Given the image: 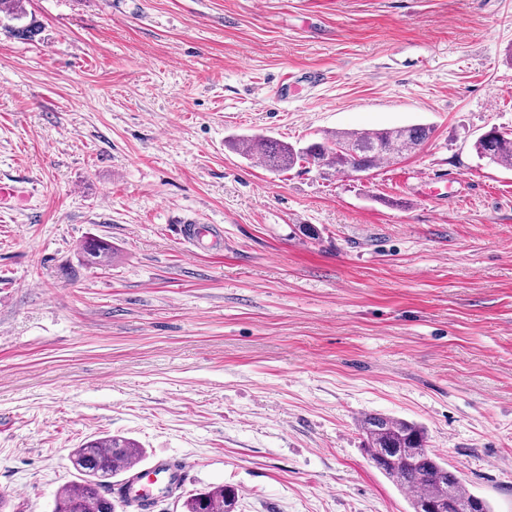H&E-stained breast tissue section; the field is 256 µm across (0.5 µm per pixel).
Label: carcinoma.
<instances>
[{"mask_svg":"<svg viewBox=\"0 0 512 512\" xmlns=\"http://www.w3.org/2000/svg\"><path fill=\"white\" fill-rule=\"evenodd\" d=\"M0 27L11 36L31 40L38 34L27 21L21 0H0ZM431 134L423 125H410L366 131H332L303 148L273 138H243L232 143L235 150L250 157L258 155L270 172H284L295 165L348 172L367 171L386 161H394L415 152ZM476 153L503 168L512 169V138L498 129L481 135L474 143ZM87 261L96 264L108 259V245H85ZM360 431L368 459L379 455L387 459L376 468L396 486L410 493L412 512L438 506L453 491L462 507L473 512H492L490 502L473 494L465 486L459 471H454L453 488H448L450 466L427 448L425 429L416 422L382 414L362 418ZM143 457L136 442L111 435L87 441L75 449L72 465L79 480L57 491L53 512H115L116 504L108 495L111 479L123 474V465ZM233 490L222 486L199 492L185 501L186 512H234Z\"/></svg>","mask_w":512,"mask_h":512,"instance_id":"1","label":"carcinoma"}]
</instances>
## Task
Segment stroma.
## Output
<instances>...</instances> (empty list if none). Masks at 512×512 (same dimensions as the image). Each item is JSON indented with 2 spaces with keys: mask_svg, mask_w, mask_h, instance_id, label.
<instances>
[{
  "mask_svg": "<svg viewBox=\"0 0 512 512\" xmlns=\"http://www.w3.org/2000/svg\"><path fill=\"white\" fill-rule=\"evenodd\" d=\"M23 4L34 40L0 29V184L30 190L0 208L10 512H51L110 434L185 462L154 512L221 485L236 512H411L363 449L375 413L512 512V170L473 148L512 133V0ZM411 124L429 140L358 175L231 146ZM186 214L223 244L189 255Z\"/></svg>",
  "mask_w": 512,
  "mask_h": 512,
  "instance_id": "35a3bbf8",
  "label": "stroma"
}]
</instances>
